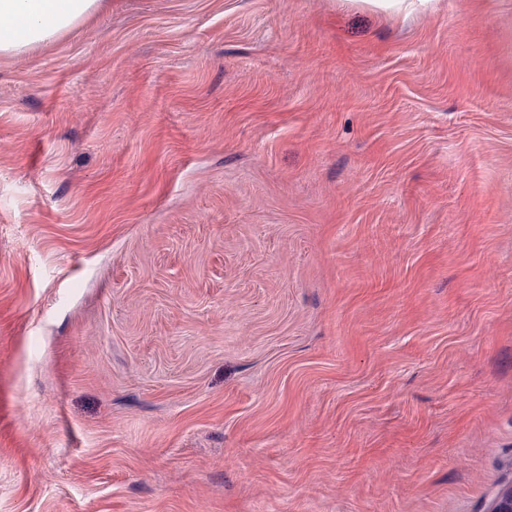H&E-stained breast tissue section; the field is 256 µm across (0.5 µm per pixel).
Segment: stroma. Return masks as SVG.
Returning a JSON list of instances; mask_svg holds the SVG:
<instances>
[{"instance_id":"35a3bbf8","label":"stroma","mask_w":512,"mask_h":512,"mask_svg":"<svg viewBox=\"0 0 512 512\" xmlns=\"http://www.w3.org/2000/svg\"><path fill=\"white\" fill-rule=\"evenodd\" d=\"M511 481L512 0H105L0 56V512ZM373 4L397 16H408L419 7L428 5L431 0H360Z\"/></svg>"}]
</instances>
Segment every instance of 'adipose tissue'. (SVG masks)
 Returning a JSON list of instances; mask_svg holds the SVG:
<instances>
[{"label": "adipose tissue", "mask_w": 512, "mask_h": 512, "mask_svg": "<svg viewBox=\"0 0 512 512\" xmlns=\"http://www.w3.org/2000/svg\"><path fill=\"white\" fill-rule=\"evenodd\" d=\"M100 0H0V54L46 43L99 6Z\"/></svg>", "instance_id": "1"}]
</instances>
